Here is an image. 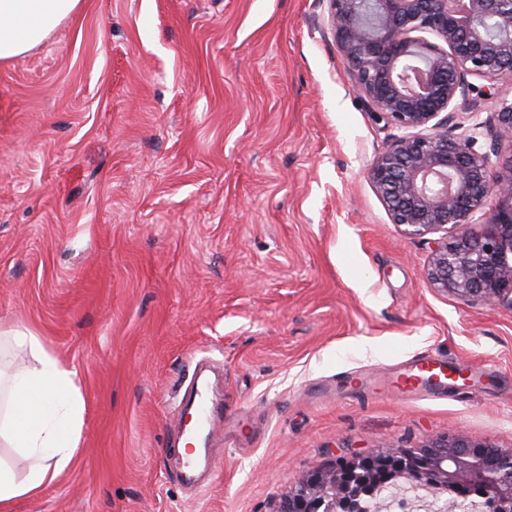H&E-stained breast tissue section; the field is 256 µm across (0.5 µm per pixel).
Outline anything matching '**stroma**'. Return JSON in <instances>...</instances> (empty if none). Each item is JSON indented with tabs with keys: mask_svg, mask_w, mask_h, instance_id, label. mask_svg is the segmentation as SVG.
Masks as SVG:
<instances>
[{
	"mask_svg": "<svg viewBox=\"0 0 512 512\" xmlns=\"http://www.w3.org/2000/svg\"><path fill=\"white\" fill-rule=\"evenodd\" d=\"M328 0H81L0 63V328L80 377V460L14 512H276L308 473L458 433L512 450V309L434 287L367 170L393 130ZM429 351L477 395L337 393ZM223 374L208 478L173 398Z\"/></svg>",
	"mask_w": 512,
	"mask_h": 512,
	"instance_id": "1",
	"label": "stroma"
}]
</instances>
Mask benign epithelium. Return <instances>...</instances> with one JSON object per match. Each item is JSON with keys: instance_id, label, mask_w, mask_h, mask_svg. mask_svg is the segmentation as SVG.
Returning <instances> with one entry per match:
<instances>
[{"instance_id": "obj_1", "label": "benign epithelium", "mask_w": 512, "mask_h": 512, "mask_svg": "<svg viewBox=\"0 0 512 512\" xmlns=\"http://www.w3.org/2000/svg\"><path fill=\"white\" fill-rule=\"evenodd\" d=\"M331 30L354 87L370 112L401 134L392 136L370 165L368 177L386 204L392 223L430 245L428 279L471 305L512 307V163L500 167L491 156L512 153V0H329ZM432 32L442 43L411 36ZM487 82L485 96L499 107L484 122L489 150L456 133L462 123L449 111L473 89L468 77ZM481 214L486 232L471 231ZM445 232L435 238L433 234ZM490 445L447 433L403 454L397 468L421 461L439 468L450 486L478 485L477 512L491 503L512 506V457L490 465ZM343 474L344 496L323 490L315 507L351 512L360 490ZM300 498L284 496L276 512H298Z\"/></svg>"}]
</instances>
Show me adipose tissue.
Listing matches in <instances>:
<instances>
[{
	"mask_svg": "<svg viewBox=\"0 0 512 512\" xmlns=\"http://www.w3.org/2000/svg\"><path fill=\"white\" fill-rule=\"evenodd\" d=\"M81 0H0V62L22 56L42 43ZM28 364L9 378L0 377L6 403L0 409V512L41 494L79 458L85 398L78 371L66 365L27 326L0 333Z\"/></svg>",
	"mask_w": 512,
	"mask_h": 512,
	"instance_id": "ef3b65f1",
	"label": "adipose tissue"
}]
</instances>
